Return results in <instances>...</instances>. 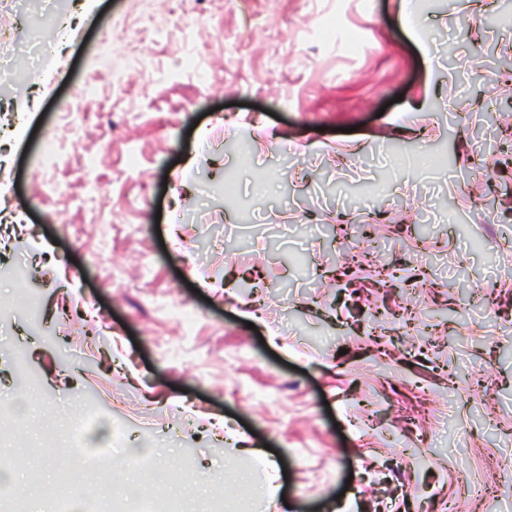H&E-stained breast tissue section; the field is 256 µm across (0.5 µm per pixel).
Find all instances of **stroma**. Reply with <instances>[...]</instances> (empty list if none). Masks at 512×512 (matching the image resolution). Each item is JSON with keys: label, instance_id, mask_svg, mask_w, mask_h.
<instances>
[{"label": "stroma", "instance_id": "35a3bbf8", "mask_svg": "<svg viewBox=\"0 0 512 512\" xmlns=\"http://www.w3.org/2000/svg\"><path fill=\"white\" fill-rule=\"evenodd\" d=\"M399 9L90 0L37 65L41 0H0V467L27 512L88 406L112 476L83 506L512 512V0H420L419 40ZM134 503L136 512H180L181 505L155 497L141 495L140 493L129 494Z\"/></svg>", "mask_w": 512, "mask_h": 512}]
</instances>
